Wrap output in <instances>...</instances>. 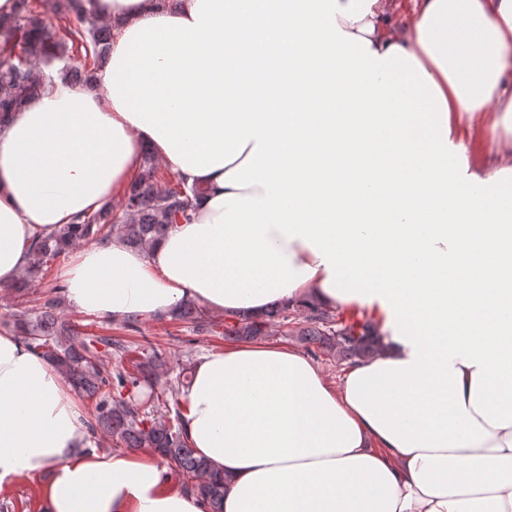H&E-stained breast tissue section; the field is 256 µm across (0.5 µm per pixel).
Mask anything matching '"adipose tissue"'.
Here are the masks:
<instances>
[{"mask_svg": "<svg viewBox=\"0 0 512 512\" xmlns=\"http://www.w3.org/2000/svg\"><path fill=\"white\" fill-rule=\"evenodd\" d=\"M94 10L117 29L92 87L54 79L0 123V286L152 153L204 187L195 217L146 253L78 251L60 279L81 311L383 316L382 351L333 386L291 347L198 359L185 430L224 512H512V0ZM359 197L377 223H337ZM85 437L62 372L0 324V480L43 477L44 512H209L154 453Z\"/></svg>", "mask_w": 512, "mask_h": 512, "instance_id": "obj_1", "label": "adipose tissue"}]
</instances>
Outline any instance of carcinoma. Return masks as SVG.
I'll return each mask as SVG.
<instances>
[{
    "label": "carcinoma",
    "instance_id": "obj_1",
    "mask_svg": "<svg viewBox=\"0 0 512 512\" xmlns=\"http://www.w3.org/2000/svg\"><path fill=\"white\" fill-rule=\"evenodd\" d=\"M92 2L16 0L13 15L0 18V122L42 91L50 69L74 86L95 79L112 42V24L97 17L89 8ZM55 19L75 20L78 26L58 28ZM76 44L92 58V68L70 65V46ZM202 194L203 188L180 178L162 186L152 156H146L118 207L82 216L37 242L16 290L37 295L38 304L19 310L15 325L25 345L58 366L74 393L91 405L85 420L88 434L107 436L118 447L155 451L178 475L183 490L203 497L210 512H223L226 480L194 454L185 432L181 390L190 377L167 379L168 360L152 342L139 345L129 357L122 342L82 332V325L62 318V285L37 288L44 280V265L80 244L119 239L130 248L150 250L175 224L192 220ZM169 316L190 322L198 332H212L210 317L194 301L179 303ZM275 326L287 328L309 351L316 348L350 363L373 357L383 346V334L373 320L334 315L314 302L275 304L260 317L234 315L224 322V340L255 341ZM108 355L115 358L113 368L104 362Z\"/></svg>",
    "mask_w": 512,
    "mask_h": 512
}]
</instances>
